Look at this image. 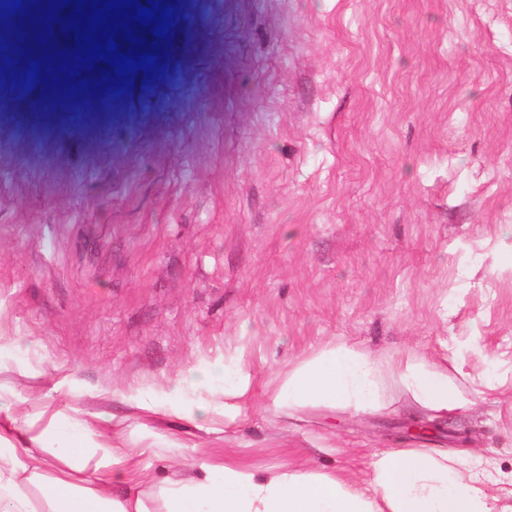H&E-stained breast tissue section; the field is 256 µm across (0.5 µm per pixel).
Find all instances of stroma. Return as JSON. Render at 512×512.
<instances>
[{
  "instance_id": "obj_1",
  "label": "stroma",
  "mask_w": 512,
  "mask_h": 512,
  "mask_svg": "<svg viewBox=\"0 0 512 512\" xmlns=\"http://www.w3.org/2000/svg\"><path fill=\"white\" fill-rule=\"evenodd\" d=\"M0 13V389L12 439L79 420L142 448L144 485L203 462L359 476L373 453H484L512 482V0H182L152 73H72L48 119L16 72L75 52L65 4ZM102 93H94V86ZM94 101L76 122L72 89ZM345 341L445 363L471 411L384 379L374 410L278 411L299 363ZM250 376L236 420L185 369ZM205 408L145 416L137 395ZM124 420L113 433L112 419ZM431 435L398 432L411 419Z\"/></svg>"
}]
</instances>
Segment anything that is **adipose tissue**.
<instances>
[{"mask_svg": "<svg viewBox=\"0 0 512 512\" xmlns=\"http://www.w3.org/2000/svg\"><path fill=\"white\" fill-rule=\"evenodd\" d=\"M387 372L420 408L446 414L471 407L424 356L408 355L387 369L345 343L328 345L294 368L272 405L364 410L377 401ZM204 471L201 478L167 479L157 511L132 456L122 449L90 444L79 434L51 453L15 447L0 435V512H512L506 503L512 488L488 479L482 467L461 468L454 456L432 448L374 454L359 482L346 474L257 470L229 461ZM116 483L129 485V492L113 496Z\"/></svg>", "mask_w": 512, "mask_h": 512, "instance_id": "ef3b65f1", "label": "adipose tissue"}]
</instances>
